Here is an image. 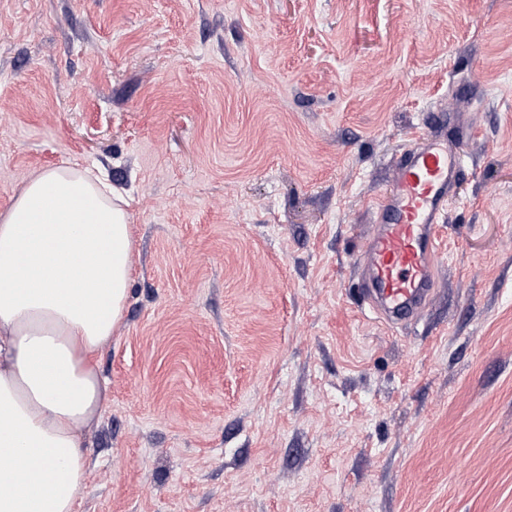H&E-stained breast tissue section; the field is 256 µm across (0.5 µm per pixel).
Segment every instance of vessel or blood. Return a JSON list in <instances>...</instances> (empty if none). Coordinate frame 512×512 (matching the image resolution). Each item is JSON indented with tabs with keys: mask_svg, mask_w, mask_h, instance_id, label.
Segmentation results:
<instances>
[{
	"mask_svg": "<svg viewBox=\"0 0 512 512\" xmlns=\"http://www.w3.org/2000/svg\"><path fill=\"white\" fill-rule=\"evenodd\" d=\"M462 171L460 146L423 132L396 159L388 190L372 207L360 251L364 297L390 326L413 319L431 300L440 226Z\"/></svg>",
	"mask_w": 512,
	"mask_h": 512,
	"instance_id": "obj_1",
	"label": "vessel or blood"
}]
</instances>
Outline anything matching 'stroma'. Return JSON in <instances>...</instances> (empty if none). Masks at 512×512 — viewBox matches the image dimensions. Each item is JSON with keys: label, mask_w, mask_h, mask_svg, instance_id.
Here are the masks:
<instances>
[{"label": "stroma", "mask_w": 512, "mask_h": 512, "mask_svg": "<svg viewBox=\"0 0 512 512\" xmlns=\"http://www.w3.org/2000/svg\"><path fill=\"white\" fill-rule=\"evenodd\" d=\"M464 176L430 303L358 264L425 116ZM130 197L77 512H512V0H0V216Z\"/></svg>", "instance_id": "35a3bbf8"}]
</instances>
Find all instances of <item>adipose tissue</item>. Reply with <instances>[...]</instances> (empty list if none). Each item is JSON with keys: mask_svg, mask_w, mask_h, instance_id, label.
Masks as SVG:
<instances>
[{"mask_svg": "<svg viewBox=\"0 0 512 512\" xmlns=\"http://www.w3.org/2000/svg\"><path fill=\"white\" fill-rule=\"evenodd\" d=\"M127 200L94 169L37 173L0 218V512H76L96 356L128 299Z\"/></svg>", "mask_w": 512, "mask_h": 512, "instance_id": "1", "label": "adipose tissue"}]
</instances>
